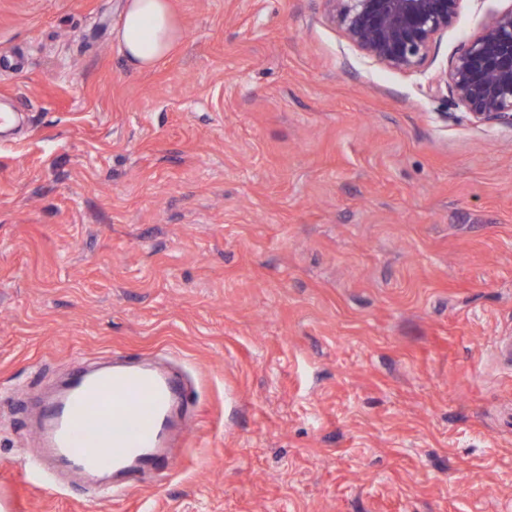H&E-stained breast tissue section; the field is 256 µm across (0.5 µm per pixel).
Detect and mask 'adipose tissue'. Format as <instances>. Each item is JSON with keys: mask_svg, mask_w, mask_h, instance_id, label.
Wrapping results in <instances>:
<instances>
[{"mask_svg": "<svg viewBox=\"0 0 512 512\" xmlns=\"http://www.w3.org/2000/svg\"><path fill=\"white\" fill-rule=\"evenodd\" d=\"M180 36L181 28L169 0H126L118 38L136 69L156 66Z\"/></svg>", "mask_w": 512, "mask_h": 512, "instance_id": "adipose-tissue-1", "label": "adipose tissue"}]
</instances>
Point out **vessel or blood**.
I'll return each instance as SVG.
<instances>
[{"label":"vessel or blood","instance_id":"obj_1","mask_svg":"<svg viewBox=\"0 0 512 512\" xmlns=\"http://www.w3.org/2000/svg\"><path fill=\"white\" fill-rule=\"evenodd\" d=\"M195 408L194 389L181 376L136 362L109 369L74 364L64 391L38 410L40 447L28 464L106 472L112 479L101 492H126L140 475L175 465L171 441L187 442Z\"/></svg>","mask_w":512,"mask_h":512}]
</instances>
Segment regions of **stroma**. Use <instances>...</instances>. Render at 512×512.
<instances>
[{"label": "stroma", "instance_id": "1", "mask_svg": "<svg viewBox=\"0 0 512 512\" xmlns=\"http://www.w3.org/2000/svg\"><path fill=\"white\" fill-rule=\"evenodd\" d=\"M0 0V512H512V127L435 82L512 0L391 70L327 0ZM198 387L174 469L116 497L25 460L78 360ZM180 36L181 28L169 0H126L118 38L136 69L156 66Z\"/></svg>", "mask_w": 512, "mask_h": 512}]
</instances>
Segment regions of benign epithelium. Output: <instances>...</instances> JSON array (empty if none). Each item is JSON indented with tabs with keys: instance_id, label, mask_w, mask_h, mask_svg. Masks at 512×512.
Here are the masks:
<instances>
[{
	"instance_id": "obj_1",
	"label": "benign epithelium",
	"mask_w": 512,
	"mask_h": 512,
	"mask_svg": "<svg viewBox=\"0 0 512 512\" xmlns=\"http://www.w3.org/2000/svg\"><path fill=\"white\" fill-rule=\"evenodd\" d=\"M332 22L368 58L413 71L459 17L462 0H329ZM440 82L479 123L512 126V7L493 15L441 73Z\"/></svg>"
}]
</instances>
